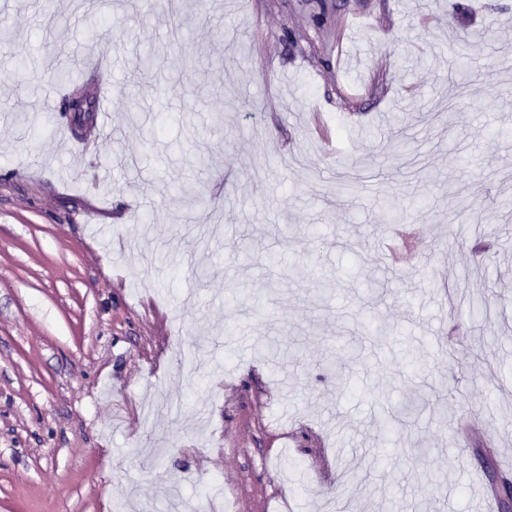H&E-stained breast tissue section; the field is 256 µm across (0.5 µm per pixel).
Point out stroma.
Listing matches in <instances>:
<instances>
[{
  "label": "stroma",
  "mask_w": 512,
  "mask_h": 512,
  "mask_svg": "<svg viewBox=\"0 0 512 512\" xmlns=\"http://www.w3.org/2000/svg\"><path fill=\"white\" fill-rule=\"evenodd\" d=\"M508 11L0 0V512H474L483 460L512 479ZM57 56L107 129L72 131Z\"/></svg>",
  "instance_id": "obj_1"
}]
</instances>
